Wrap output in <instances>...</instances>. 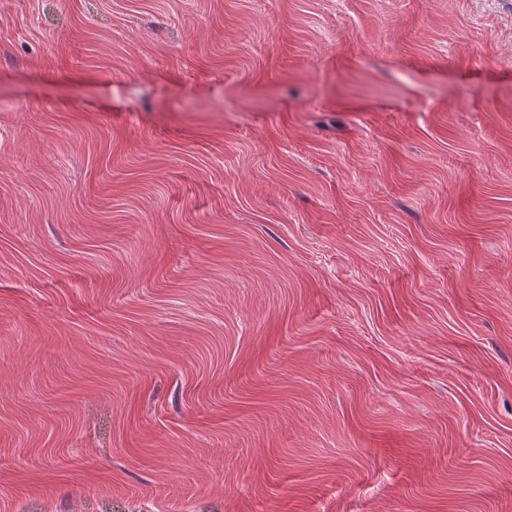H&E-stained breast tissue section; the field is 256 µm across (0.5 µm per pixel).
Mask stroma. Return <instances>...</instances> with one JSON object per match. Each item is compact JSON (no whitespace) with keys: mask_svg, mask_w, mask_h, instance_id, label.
I'll list each match as a JSON object with an SVG mask.
<instances>
[{"mask_svg":"<svg viewBox=\"0 0 512 512\" xmlns=\"http://www.w3.org/2000/svg\"><path fill=\"white\" fill-rule=\"evenodd\" d=\"M0 512H512V0H0Z\"/></svg>","mask_w":512,"mask_h":512,"instance_id":"1","label":"stroma"}]
</instances>
